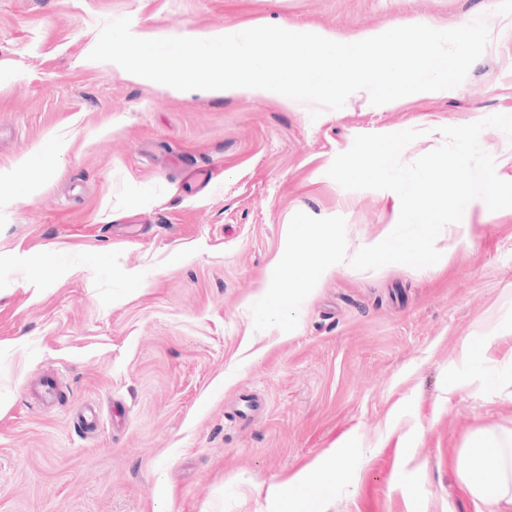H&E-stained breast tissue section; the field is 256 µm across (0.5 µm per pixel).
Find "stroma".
I'll return each mask as SVG.
<instances>
[{"mask_svg":"<svg viewBox=\"0 0 512 512\" xmlns=\"http://www.w3.org/2000/svg\"><path fill=\"white\" fill-rule=\"evenodd\" d=\"M485 17L442 96L302 102L171 92L90 60L102 24L151 38L274 25L350 39ZM512 115V0H0V512H295L289 476L336 460L311 512H480L456 469L512 429V209L470 202L443 265L329 267L293 331L255 330L299 212L355 255L396 225L390 190L327 171L360 134ZM187 164L208 166L203 185ZM56 375L39 406L26 389ZM262 407L234 413L243 393ZM96 433L76 423L85 407Z\"/></svg>","mask_w":512,"mask_h":512,"instance_id":"1","label":"stroma"}]
</instances>
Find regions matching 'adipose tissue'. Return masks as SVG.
<instances>
[{"instance_id":"ef3b65f1","label":"adipose tissue","mask_w":512,"mask_h":512,"mask_svg":"<svg viewBox=\"0 0 512 512\" xmlns=\"http://www.w3.org/2000/svg\"><path fill=\"white\" fill-rule=\"evenodd\" d=\"M456 466L470 493L488 512H506L512 507V430L471 437ZM488 466L497 472L495 482L482 478Z\"/></svg>"}]
</instances>
